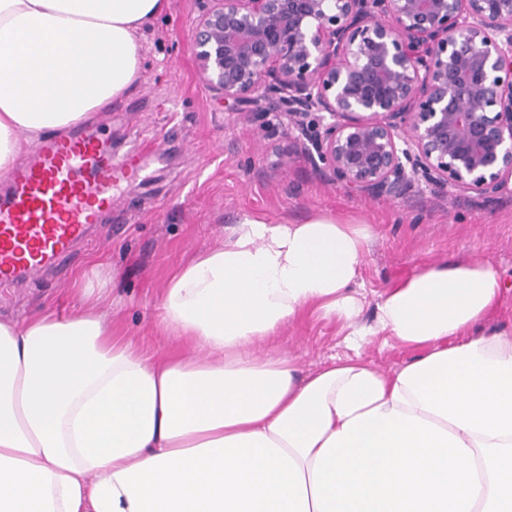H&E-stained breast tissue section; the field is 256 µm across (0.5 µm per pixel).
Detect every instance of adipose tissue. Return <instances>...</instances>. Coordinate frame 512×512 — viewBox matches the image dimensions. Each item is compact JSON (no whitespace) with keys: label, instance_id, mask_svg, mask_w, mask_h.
<instances>
[{"label":"adipose tissue","instance_id":"1","mask_svg":"<svg viewBox=\"0 0 512 512\" xmlns=\"http://www.w3.org/2000/svg\"><path fill=\"white\" fill-rule=\"evenodd\" d=\"M168 0H0V172L123 98ZM373 225L245 215L167 281L160 331L82 312L0 320V512H512V335L480 333L504 288L481 262L421 266L358 319ZM317 312L348 355L300 375L259 355ZM416 355L384 372L378 336Z\"/></svg>","mask_w":512,"mask_h":512}]
</instances>
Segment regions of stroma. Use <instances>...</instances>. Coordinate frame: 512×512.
Segmentation results:
<instances>
[{
	"instance_id": "35a3bbf8",
	"label": "stroma",
	"mask_w": 512,
	"mask_h": 512,
	"mask_svg": "<svg viewBox=\"0 0 512 512\" xmlns=\"http://www.w3.org/2000/svg\"><path fill=\"white\" fill-rule=\"evenodd\" d=\"M201 0H169L142 42L136 89L113 102L105 126L115 153L138 133L145 146L147 181L119 187L111 211L93 225L71 259L26 288L0 289V319H24L42 308L70 314L74 290L96 264L110 272L114 334L162 352L172 345L154 328L171 272L215 247L224 229L245 213L299 222L329 211L375 225L377 239L362 270L371 322L378 294L429 262L471 259L496 267L508 282L484 331L512 330V184L492 200L448 188L414 185L405 198L356 195L333 184L304 155L283 126L227 111L201 83L191 48ZM287 167H280V156ZM341 324L309 314L288 323L270 346L295 356L301 375L344 354Z\"/></svg>"
}]
</instances>
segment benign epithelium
Returning <instances> with one entry per match:
<instances>
[{
  "label": "benign epithelium",
  "instance_id": "obj_1",
  "mask_svg": "<svg viewBox=\"0 0 512 512\" xmlns=\"http://www.w3.org/2000/svg\"><path fill=\"white\" fill-rule=\"evenodd\" d=\"M198 74L298 132L334 183L494 199L512 182V0H201Z\"/></svg>",
  "mask_w": 512,
  "mask_h": 512
}]
</instances>
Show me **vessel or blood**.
<instances>
[{"mask_svg": "<svg viewBox=\"0 0 512 512\" xmlns=\"http://www.w3.org/2000/svg\"><path fill=\"white\" fill-rule=\"evenodd\" d=\"M140 171L137 152L115 158L91 125L43 139L0 177V287L58 267L115 203V185Z\"/></svg>", "mask_w": 512, "mask_h": 512, "instance_id": "vessel-or-blood-1", "label": "vessel or blood"}]
</instances>
